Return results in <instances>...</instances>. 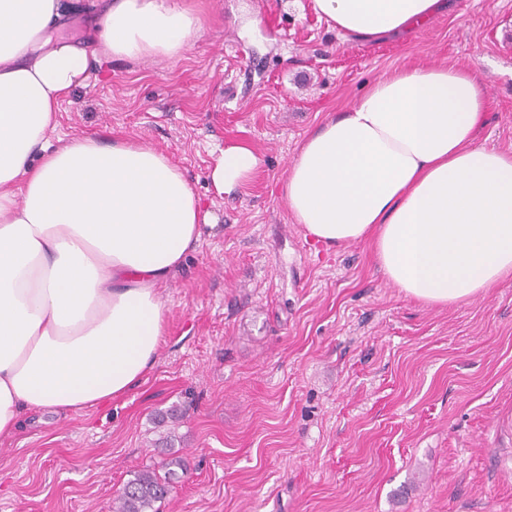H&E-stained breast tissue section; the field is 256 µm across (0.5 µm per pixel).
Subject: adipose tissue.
<instances>
[{
	"label": "adipose tissue",
	"instance_id": "ef3b65f1",
	"mask_svg": "<svg viewBox=\"0 0 512 512\" xmlns=\"http://www.w3.org/2000/svg\"><path fill=\"white\" fill-rule=\"evenodd\" d=\"M446 0H314L368 43ZM61 0H0V436L27 411L120 397L154 365L159 293L207 223L154 148L83 135L53 146L61 101L93 60L172 57L201 28L183 0H104L98 38L56 35ZM485 87L469 67L395 70L308 134L283 183L307 237L372 241L406 296L451 305L512 274V153L478 143ZM258 164L231 144L211 171L232 193Z\"/></svg>",
	"mask_w": 512,
	"mask_h": 512
}]
</instances>
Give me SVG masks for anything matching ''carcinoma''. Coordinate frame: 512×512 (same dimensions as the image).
Instances as JSON below:
<instances>
[{
  "instance_id": "cac0c4a2",
  "label": "carcinoma",
  "mask_w": 512,
  "mask_h": 512,
  "mask_svg": "<svg viewBox=\"0 0 512 512\" xmlns=\"http://www.w3.org/2000/svg\"><path fill=\"white\" fill-rule=\"evenodd\" d=\"M162 467V475L147 468L129 481L116 499V512H158L155 504L162 502L173 484L187 475V466L179 457L166 460Z\"/></svg>"
}]
</instances>
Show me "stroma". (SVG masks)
Returning <instances> with one entry per match:
<instances>
[{
    "label": "stroma",
    "mask_w": 512,
    "mask_h": 512,
    "mask_svg": "<svg viewBox=\"0 0 512 512\" xmlns=\"http://www.w3.org/2000/svg\"><path fill=\"white\" fill-rule=\"evenodd\" d=\"M173 57L92 64L54 136L148 144L213 218L161 291L154 366L124 396L23 417L0 438V512H113L162 457L155 412L185 417L188 473L160 512H512V275L450 306L405 296L371 242L314 243L281 185L310 131L395 69L466 65L487 147L512 153V0H447L410 33L346 38L313 0H189ZM230 143L258 166L218 193Z\"/></svg>",
    "instance_id": "obj_1"
}]
</instances>
